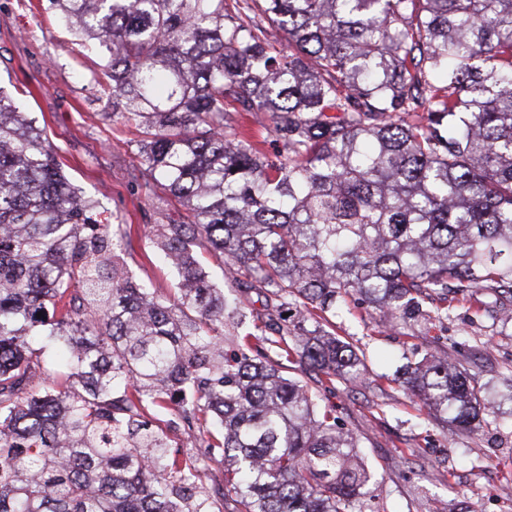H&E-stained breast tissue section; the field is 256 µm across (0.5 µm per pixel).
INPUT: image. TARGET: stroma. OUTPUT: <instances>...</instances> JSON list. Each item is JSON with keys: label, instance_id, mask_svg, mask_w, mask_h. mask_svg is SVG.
<instances>
[{"label": "stroma", "instance_id": "35a3bbf8", "mask_svg": "<svg viewBox=\"0 0 512 512\" xmlns=\"http://www.w3.org/2000/svg\"><path fill=\"white\" fill-rule=\"evenodd\" d=\"M47 5L0 0V87L43 129L70 182L97 201L98 222L130 226L134 276L173 295L175 278L151 236L154 225L180 223L185 211L148 183L135 126L115 128L99 55L76 44ZM226 122L263 153L280 151L265 114L232 112ZM335 332L365 355V374L322 390L320 404L360 440L373 512H466L470 504L512 512V301L490 288L457 297L450 318L424 331L356 299L337 313ZM421 344L447 351L477 379L496 406L486 425L446 435L418 398L392 383L403 354Z\"/></svg>", "mask_w": 512, "mask_h": 512}]
</instances>
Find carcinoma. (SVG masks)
<instances>
[{"label": "carcinoma", "mask_w": 512, "mask_h": 512, "mask_svg": "<svg viewBox=\"0 0 512 512\" xmlns=\"http://www.w3.org/2000/svg\"><path fill=\"white\" fill-rule=\"evenodd\" d=\"M224 2L48 0L101 55L146 176L186 209L152 238L172 300L129 273V232L96 223L0 90V512H366L359 439L283 361L322 386L360 375L328 330L348 297L389 319L425 318L433 295L512 298V0H251L273 38ZM237 105L267 114L281 155L228 130ZM197 247L267 291L260 333L230 354L241 308ZM395 382L447 430L485 422L446 355ZM174 399L222 492L142 419Z\"/></svg>", "instance_id": "carcinoma-1"}]
</instances>
